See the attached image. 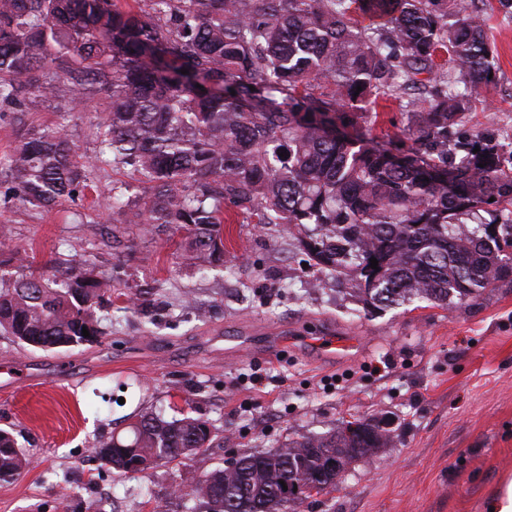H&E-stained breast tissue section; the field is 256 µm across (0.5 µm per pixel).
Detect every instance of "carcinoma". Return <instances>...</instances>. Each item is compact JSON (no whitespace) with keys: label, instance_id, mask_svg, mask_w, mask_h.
<instances>
[{"label":"carcinoma","instance_id":"carcinoma-1","mask_svg":"<svg viewBox=\"0 0 512 512\" xmlns=\"http://www.w3.org/2000/svg\"><path fill=\"white\" fill-rule=\"evenodd\" d=\"M151 2L139 13L119 0H0V105L109 98L95 124L101 150L82 168L61 129H28L7 157L19 202L73 201L88 170L129 166L148 195L128 223L184 230L182 263L199 271L224 263L227 205L297 232L368 312L414 298L447 307L512 282V153L484 141L448 149V128L497 81L481 12L463 0ZM355 5L367 24L352 21ZM426 83L405 154L392 139L331 132ZM26 263L0 244V335L44 351L97 341L112 277L88 258L48 276L24 273ZM213 440L206 421L147 412L94 454L133 477ZM389 442L370 418L244 454L232 473L204 475L188 512H288L304 487L336 483L333 469ZM26 465L0 430V481Z\"/></svg>","mask_w":512,"mask_h":512}]
</instances>
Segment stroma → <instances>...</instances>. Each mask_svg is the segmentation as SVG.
Wrapping results in <instances>:
<instances>
[{
  "label": "stroma",
  "instance_id": "35a3bbf8",
  "mask_svg": "<svg viewBox=\"0 0 512 512\" xmlns=\"http://www.w3.org/2000/svg\"><path fill=\"white\" fill-rule=\"evenodd\" d=\"M497 84L473 103L455 136L512 147V20L487 15ZM422 93L380 100L364 127L411 141L409 117ZM100 102L74 110L47 100L26 113L0 108V157L32 126L57 125L79 161L99 152L92 122ZM121 183L146 194L127 170L101 167L90 188L47 210L22 205L0 177V226L37 272L58 259H92L114 281L112 318L93 344L60 351L24 348L0 335V429L13 431L31 465L0 482V512H185L174 489L190 490L218 466L343 422L387 418L392 443L353 461L341 486L295 512H485L488 490L512 473V283L483 289L471 305L416 300L366 312L335 278L306 263L281 225L224 215V265L179 266L182 230L144 232L105 198ZM330 331L352 349L326 355L308 335ZM279 345L265 355L239 345ZM20 376L21 385L10 382ZM262 375L253 388V375ZM156 412L211 424L212 448L143 478L118 476L88 450L133 416Z\"/></svg>",
  "mask_w": 512,
  "mask_h": 512
}]
</instances>
